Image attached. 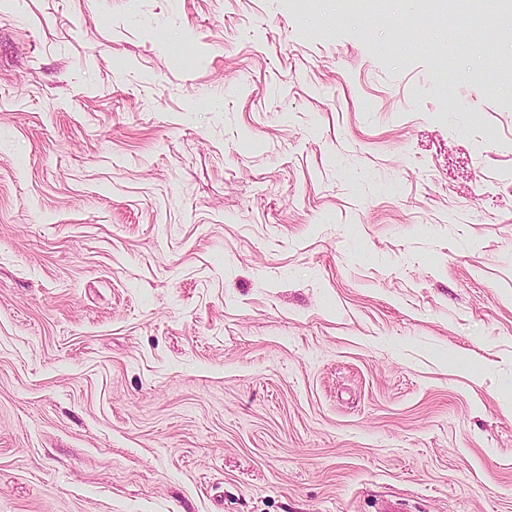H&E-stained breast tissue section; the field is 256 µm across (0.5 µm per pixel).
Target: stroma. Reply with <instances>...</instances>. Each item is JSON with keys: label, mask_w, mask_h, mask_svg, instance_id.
<instances>
[{"label": "stroma", "mask_w": 512, "mask_h": 512, "mask_svg": "<svg viewBox=\"0 0 512 512\" xmlns=\"http://www.w3.org/2000/svg\"><path fill=\"white\" fill-rule=\"evenodd\" d=\"M511 390L512 16L0 0V512H512Z\"/></svg>", "instance_id": "1"}]
</instances>
